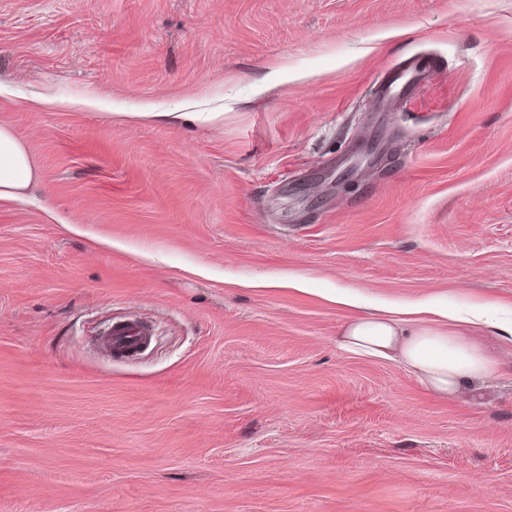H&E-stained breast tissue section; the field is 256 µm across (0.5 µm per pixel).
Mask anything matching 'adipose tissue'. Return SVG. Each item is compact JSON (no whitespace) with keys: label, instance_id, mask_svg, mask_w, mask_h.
<instances>
[{"label":"adipose tissue","instance_id":"1","mask_svg":"<svg viewBox=\"0 0 512 512\" xmlns=\"http://www.w3.org/2000/svg\"><path fill=\"white\" fill-rule=\"evenodd\" d=\"M37 179L24 145L8 126L0 125V200L23 197ZM486 324L478 307L461 315L435 305H401L349 319L336 347L396 362L431 393L449 397L475 388L496 372L497 360L481 337Z\"/></svg>","mask_w":512,"mask_h":512}]
</instances>
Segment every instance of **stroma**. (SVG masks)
<instances>
[{"instance_id": "stroma-1", "label": "stroma", "mask_w": 512, "mask_h": 512, "mask_svg": "<svg viewBox=\"0 0 512 512\" xmlns=\"http://www.w3.org/2000/svg\"><path fill=\"white\" fill-rule=\"evenodd\" d=\"M0 124V512H512V0H0ZM382 303L495 375L338 351ZM37 179L24 145L8 126L0 125V200L23 197ZM381 310V314L356 316L345 322L336 336V348L396 362L425 389L441 397L473 389L496 372L497 360L480 335L490 324L479 306L468 315L418 304ZM424 313L444 322L415 317ZM151 336L146 324L127 321L112 324V328L100 339V349L114 354H123L141 349Z\"/></svg>"}]
</instances>
